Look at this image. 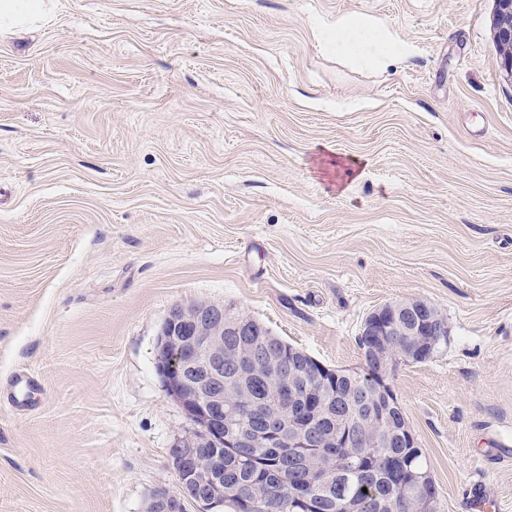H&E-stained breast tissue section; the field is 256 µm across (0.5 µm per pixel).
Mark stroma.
<instances>
[{
    "instance_id": "1",
    "label": "stroma",
    "mask_w": 512,
    "mask_h": 512,
    "mask_svg": "<svg viewBox=\"0 0 512 512\" xmlns=\"http://www.w3.org/2000/svg\"><path fill=\"white\" fill-rule=\"evenodd\" d=\"M495 0H51L0 30V512H143L195 424L172 308L233 307L337 369L383 304L448 344L389 380L440 512H512V76ZM379 19L373 70L315 38Z\"/></svg>"
}]
</instances>
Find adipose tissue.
<instances>
[{
	"instance_id": "obj_1",
	"label": "adipose tissue",
	"mask_w": 512,
	"mask_h": 512,
	"mask_svg": "<svg viewBox=\"0 0 512 512\" xmlns=\"http://www.w3.org/2000/svg\"><path fill=\"white\" fill-rule=\"evenodd\" d=\"M317 38L336 55L368 68L389 65L404 52L382 24L357 15L337 17Z\"/></svg>"
}]
</instances>
